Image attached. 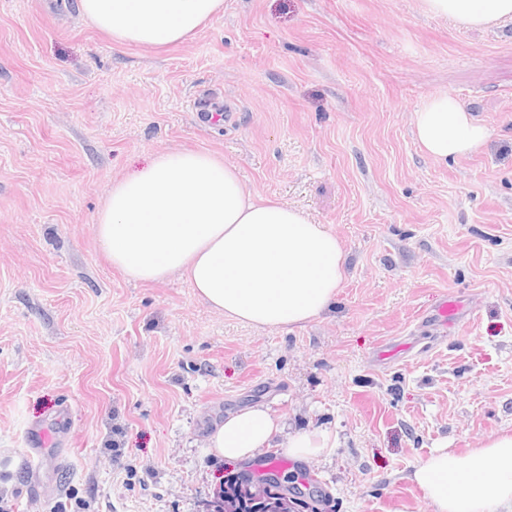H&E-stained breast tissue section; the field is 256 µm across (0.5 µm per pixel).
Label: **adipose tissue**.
I'll return each mask as SVG.
<instances>
[{
	"label": "adipose tissue",
	"mask_w": 512,
	"mask_h": 512,
	"mask_svg": "<svg viewBox=\"0 0 512 512\" xmlns=\"http://www.w3.org/2000/svg\"><path fill=\"white\" fill-rule=\"evenodd\" d=\"M430 17L466 28L512 24V0H421ZM84 19L119 44L160 49L201 30L224 0H78ZM425 152L441 161L481 148L488 131L458 99L430 96L413 114ZM96 239L134 281L178 273L226 318L255 327L306 324L325 313L344 281L337 236L304 210L255 197L237 166L206 151L156 153L112 184ZM279 418L256 404L214 424L206 446L229 463L265 454ZM432 512H512V433L463 453L440 448L411 473Z\"/></svg>",
	"instance_id": "adipose-tissue-1"
}]
</instances>
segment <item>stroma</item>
<instances>
[{
  "mask_svg": "<svg viewBox=\"0 0 512 512\" xmlns=\"http://www.w3.org/2000/svg\"><path fill=\"white\" fill-rule=\"evenodd\" d=\"M461 101L490 131L448 163L412 117ZM204 149L246 188L339 238L335 304L292 329L211 311L180 275L128 280L95 224L115 179ZM462 308L446 335L423 317ZM281 416L274 457L325 512H431L408 474L512 432V28L420 0H224L157 51L118 45L77 0H0V507L203 512L258 473L205 438ZM334 447L286 458V434Z\"/></svg>",
  "mask_w": 512,
  "mask_h": 512,
  "instance_id": "stroma-1",
  "label": "stroma"
}]
</instances>
